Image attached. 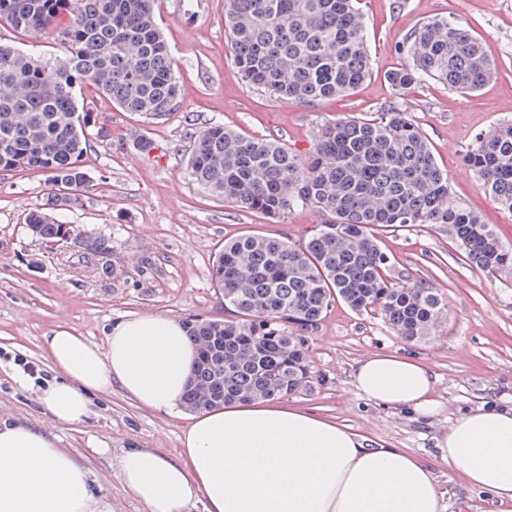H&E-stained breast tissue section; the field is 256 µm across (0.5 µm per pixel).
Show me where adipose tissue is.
<instances>
[{"instance_id": "ef3b65f1", "label": "adipose tissue", "mask_w": 512, "mask_h": 512, "mask_svg": "<svg viewBox=\"0 0 512 512\" xmlns=\"http://www.w3.org/2000/svg\"><path fill=\"white\" fill-rule=\"evenodd\" d=\"M58 376L40 400L47 415L78 423L92 397L119 388L139 406L179 411L196 360L182 322L164 314L116 321L105 347L66 327L46 339ZM361 397L434 414L436 376L414 353H374L353 371ZM175 455L129 448L117 459L125 488L147 512H444L430 467L400 448L370 445L347 425L276 400L229 403L186 417ZM437 457L470 487L512 503V407L480 406L455 418ZM0 512H112L89 471L31 425L0 423Z\"/></svg>"}]
</instances>
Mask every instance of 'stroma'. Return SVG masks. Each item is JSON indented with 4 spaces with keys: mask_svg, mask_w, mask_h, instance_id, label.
<instances>
[{
    "mask_svg": "<svg viewBox=\"0 0 512 512\" xmlns=\"http://www.w3.org/2000/svg\"><path fill=\"white\" fill-rule=\"evenodd\" d=\"M362 6L370 77L345 97L292 103L242 78L225 30L224 0H161L158 23L178 67L180 97L160 120L97 102V121L110 135L92 140L83 157L91 187L63 216L77 232L70 242L47 247L23 225L29 211L46 203V175L0 172V419L37 427L69 449L112 512H144L124 488L115 458L132 447L176 448L184 418L140 407L115 390L96 396L85 422L52 420L40 402L42 381L53 375L45 336L63 325L102 347L112 323L134 314L224 319V298L210 270L225 240L252 230L298 240L325 221L310 207L270 220L204 192L186 172L197 126L221 124L281 139L303 155L325 122L399 108L447 170L452 201L512 244V211L492 201L462 164L481 134L512 120V0H362ZM439 16L468 25L494 59L496 72L479 92L461 94L431 79L401 91L389 83L388 73L407 60L409 35ZM145 138L153 150L140 149ZM85 232L106 241L105 253L86 252ZM378 242L392 258L393 278L423 280L446 297L435 336L410 344L378 316L335 303L310 335L308 356L319 381L289 401L371 442L432 461L436 437L456 416L483 405L512 406V271L472 269L438 224L382 233ZM407 350L437 376L439 408L432 415L374 404L353 384L357 360ZM434 471L446 491L445 512H512V505L469 488L447 465L435 464Z\"/></svg>",
    "mask_w": 512,
    "mask_h": 512,
    "instance_id": "35a3bbf8",
    "label": "stroma"
}]
</instances>
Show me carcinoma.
Returning a JSON list of instances; mask_svg holds the SVG:
<instances>
[{"instance_id": "carcinoma-1", "label": "carcinoma", "mask_w": 512, "mask_h": 512, "mask_svg": "<svg viewBox=\"0 0 512 512\" xmlns=\"http://www.w3.org/2000/svg\"><path fill=\"white\" fill-rule=\"evenodd\" d=\"M358 0H224L234 62L251 85L290 102L343 96L371 74ZM156 0H0V25L36 36L57 16L61 54L36 56L0 43V172H44L51 209L65 210L89 187L83 156L105 138L95 100L148 119L170 114L180 78L157 22ZM409 61L392 71L404 90L426 79L462 94L480 90L495 64L454 17L433 18L407 41ZM463 164L489 196L512 211V120L480 136ZM187 173L240 211L283 219L298 207L330 217L299 242L258 233L224 241L211 280L229 317H189L199 346L185 407L278 400L314 387L307 333L337 301L372 314L406 342L438 327L447 301L421 280L397 282L376 237L414 224H442L471 266L512 270L504 243L473 211L452 202L448 172L407 113L335 120L305 156L222 124L199 128ZM36 236L57 240L74 227L40 210L25 217Z\"/></svg>"}]
</instances>
